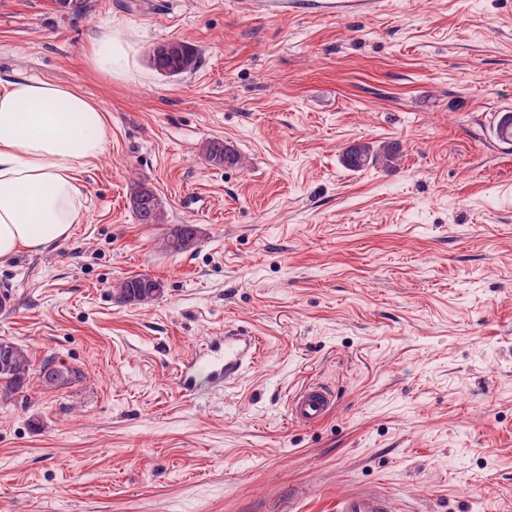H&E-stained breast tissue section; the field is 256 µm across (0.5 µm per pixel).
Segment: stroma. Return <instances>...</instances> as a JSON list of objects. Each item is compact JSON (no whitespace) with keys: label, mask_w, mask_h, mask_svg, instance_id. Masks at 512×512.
<instances>
[{"label":"stroma","mask_w":512,"mask_h":512,"mask_svg":"<svg viewBox=\"0 0 512 512\" xmlns=\"http://www.w3.org/2000/svg\"><path fill=\"white\" fill-rule=\"evenodd\" d=\"M129 53L105 77L100 28ZM201 56L165 77L148 54ZM95 100L111 139L78 175L85 220L0 263V338L81 371L0 401V512H335L386 490L397 512H512V0H390L369 17L239 11L234 0H0V77ZM219 138L240 166L216 168ZM400 147L346 169L357 143ZM190 251L137 223V184ZM164 284L140 307L112 285ZM262 336L239 379L180 394L213 336ZM319 380L337 407L289 421ZM156 46L149 54V62L160 75L179 76L198 67L199 56L196 49L189 44L173 40L164 42V46L159 49ZM201 153L211 166L217 168L242 165L241 155L221 139H211L205 142ZM198 231L194 224H174L170 231L160 241V249L171 253H182L178 248L179 240L186 239L192 241L191 248L197 243ZM335 392L321 382H308L288 400V418L291 422L310 426L321 423L336 408Z\"/></svg>","instance_id":"stroma-1"}]
</instances>
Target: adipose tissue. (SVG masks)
<instances>
[{"mask_svg":"<svg viewBox=\"0 0 512 512\" xmlns=\"http://www.w3.org/2000/svg\"><path fill=\"white\" fill-rule=\"evenodd\" d=\"M87 58L108 76L127 65L108 30L91 39ZM108 137L101 108L76 89L22 74L0 79V262L71 235L84 218L77 175Z\"/></svg>","mask_w":512,"mask_h":512,"instance_id":"1","label":"adipose tissue"}]
</instances>
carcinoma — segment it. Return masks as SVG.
Returning a JSON list of instances; mask_svg holds the SVG:
<instances>
[{
  "mask_svg": "<svg viewBox=\"0 0 512 512\" xmlns=\"http://www.w3.org/2000/svg\"><path fill=\"white\" fill-rule=\"evenodd\" d=\"M58 12L62 14H82L88 9L85 0H55ZM152 68L162 76L174 77L190 72L198 67L199 56L196 49L179 41H166L159 49L149 54ZM201 153L206 161L217 168L239 166L241 155L221 139H211L204 143ZM399 155V147L394 143L373 146L367 143L354 144L342 153V163L351 171H361L368 167L387 166ZM132 213L139 224H164L167 221L163 200L150 186L140 183L130 198ZM186 239L197 243V229L193 224H175L160 241V249L178 253L179 240ZM155 278L138 274L115 283L118 298L135 305H149L158 296L149 293L150 283ZM77 371L60 364L53 357L42 360L39 368H34L28 350L10 340L0 339V396L9 397L28 388L33 380L44 387L55 389L72 383Z\"/></svg>",
  "mask_w": 512,
  "mask_h": 512,
  "instance_id": "carcinoma-1",
  "label": "carcinoma"
}]
</instances>
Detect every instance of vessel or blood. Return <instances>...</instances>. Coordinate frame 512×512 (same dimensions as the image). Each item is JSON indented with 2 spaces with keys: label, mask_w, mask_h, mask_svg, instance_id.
Here are the masks:
<instances>
[{
  "label": "vessel or blood",
  "mask_w": 512,
  "mask_h": 512,
  "mask_svg": "<svg viewBox=\"0 0 512 512\" xmlns=\"http://www.w3.org/2000/svg\"><path fill=\"white\" fill-rule=\"evenodd\" d=\"M276 13H295L304 6L332 17H359L382 11L385 0H265ZM223 346L215 353L191 357L178 371V386L183 395H194L201 379L218 385L236 380L260 355L262 339L232 331L225 332ZM335 392L320 382H309L288 400L291 422L310 426L321 423L336 408ZM336 512H394L393 498L385 491L362 490L345 494L336 501Z\"/></svg>",
  "instance_id": "b4317fda"
}]
</instances>
